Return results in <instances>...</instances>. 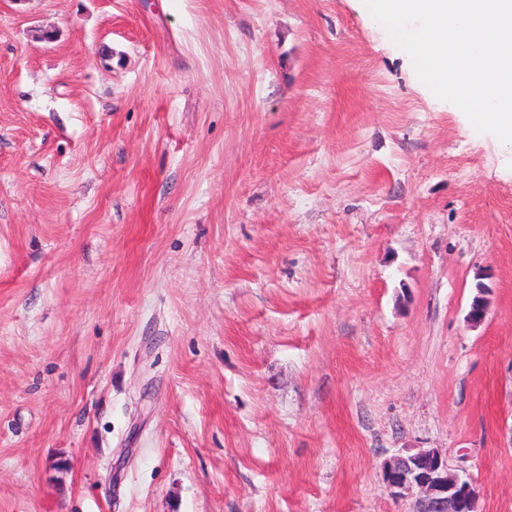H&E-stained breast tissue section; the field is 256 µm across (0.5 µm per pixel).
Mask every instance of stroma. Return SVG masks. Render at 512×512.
I'll return each mask as SVG.
<instances>
[{
    "mask_svg": "<svg viewBox=\"0 0 512 512\" xmlns=\"http://www.w3.org/2000/svg\"><path fill=\"white\" fill-rule=\"evenodd\" d=\"M410 448L512 512V145L362 0H0V512H411Z\"/></svg>",
    "mask_w": 512,
    "mask_h": 512,
    "instance_id": "obj_1",
    "label": "stroma"
}]
</instances>
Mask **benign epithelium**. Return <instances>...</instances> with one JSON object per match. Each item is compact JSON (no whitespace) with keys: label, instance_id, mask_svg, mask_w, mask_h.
Instances as JSON below:
<instances>
[{"label":"benign epithelium","instance_id":"obj_1","mask_svg":"<svg viewBox=\"0 0 512 512\" xmlns=\"http://www.w3.org/2000/svg\"><path fill=\"white\" fill-rule=\"evenodd\" d=\"M382 475L393 498L417 495L414 512H476L473 481L451 471L436 448L397 454L384 463Z\"/></svg>","mask_w":512,"mask_h":512}]
</instances>
